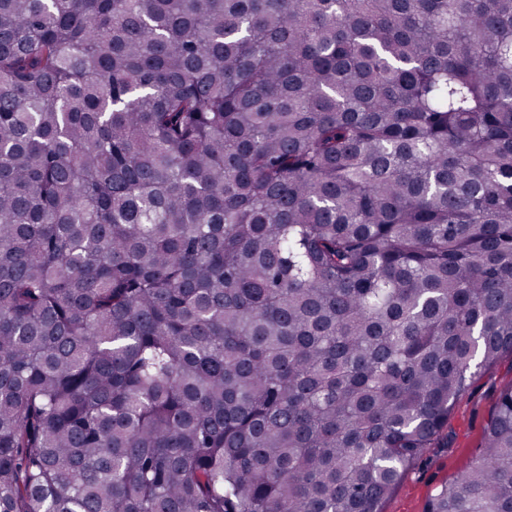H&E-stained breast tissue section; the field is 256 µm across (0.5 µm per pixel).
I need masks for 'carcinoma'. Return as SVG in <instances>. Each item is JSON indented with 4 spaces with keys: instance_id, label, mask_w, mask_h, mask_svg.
I'll return each mask as SVG.
<instances>
[{
    "instance_id": "carcinoma-1",
    "label": "carcinoma",
    "mask_w": 512,
    "mask_h": 512,
    "mask_svg": "<svg viewBox=\"0 0 512 512\" xmlns=\"http://www.w3.org/2000/svg\"><path fill=\"white\" fill-rule=\"evenodd\" d=\"M506 353L512 0H0V512H383Z\"/></svg>"
}]
</instances>
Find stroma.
<instances>
[{"label":"stroma","instance_id":"1","mask_svg":"<svg viewBox=\"0 0 512 512\" xmlns=\"http://www.w3.org/2000/svg\"><path fill=\"white\" fill-rule=\"evenodd\" d=\"M512 387V355H503L471 382L448 416L435 448L418 459L386 500L384 512H427L432 495L477 465L500 393Z\"/></svg>","mask_w":512,"mask_h":512}]
</instances>
